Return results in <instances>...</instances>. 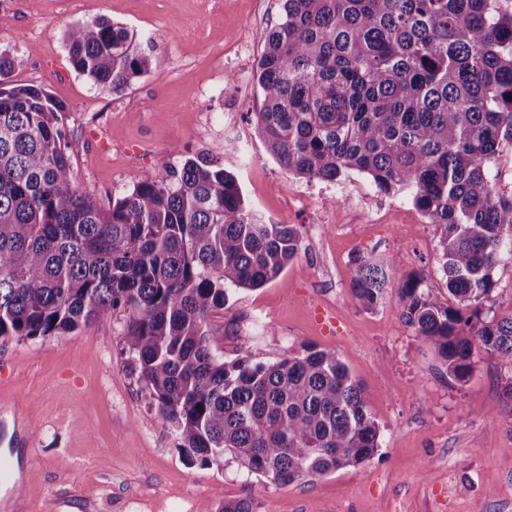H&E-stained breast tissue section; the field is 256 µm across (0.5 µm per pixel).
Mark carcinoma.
Wrapping results in <instances>:
<instances>
[{
	"instance_id": "carcinoma-1",
	"label": "carcinoma",
	"mask_w": 512,
	"mask_h": 512,
	"mask_svg": "<svg viewBox=\"0 0 512 512\" xmlns=\"http://www.w3.org/2000/svg\"><path fill=\"white\" fill-rule=\"evenodd\" d=\"M282 10L253 74L267 152L298 178L356 172L410 198L436 231L448 304L411 274L400 320L458 382L482 350L512 365V317L482 308L496 268L512 263V198L491 177L512 145V0H283ZM135 40L100 17L69 26L66 48L80 76L112 92L149 68ZM14 70L0 48V338L54 336L121 309L132 373L202 464L229 453L288 485L369 460L380 428L336 353L226 361L210 337L229 296L298 256L297 226L265 219L204 157L170 182L137 178L102 208L74 184L65 105L12 81ZM354 264L353 295L374 310L395 260Z\"/></svg>"
}]
</instances>
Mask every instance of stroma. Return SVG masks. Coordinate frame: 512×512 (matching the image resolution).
Masks as SVG:
<instances>
[{
    "instance_id": "1",
    "label": "stroma",
    "mask_w": 512,
    "mask_h": 512,
    "mask_svg": "<svg viewBox=\"0 0 512 512\" xmlns=\"http://www.w3.org/2000/svg\"><path fill=\"white\" fill-rule=\"evenodd\" d=\"M281 13V0H0V47L16 56L13 81L65 104L73 179L102 207L134 178L168 180L203 155L237 176L258 212L297 225L288 268L210 317L217 353L274 363L309 346L335 352L363 386L379 449L285 486L229 455L202 465L132 373L117 311L69 333L0 339V395L19 400L30 425L34 476L22 494L33 507L58 495L68 512H203L239 498L255 512H512V365L484 352L456 382L397 314L398 281L410 274L448 301L433 226L412 223L399 194L329 205L324 182L290 176L255 133L253 72ZM101 16L136 32L151 58L111 93L74 71L64 40L67 25ZM359 255L397 260L372 311L351 291Z\"/></svg>"
}]
</instances>
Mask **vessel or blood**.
I'll use <instances>...</instances> for the list:
<instances>
[{
    "label": "vessel or blood",
    "instance_id": "obj_1",
    "mask_svg": "<svg viewBox=\"0 0 512 512\" xmlns=\"http://www.w3.org/2000/svg\"><path fill=\"white\" fill-rule=\"evenodd\" d=\"M29 441L27 426L17 403L9 398L0 399V512H26L27 506L19 493L28 467L17 453Z\"/></svg>",
    "mask_w": 512,
    "mask_h": 512
}]
</instances>
